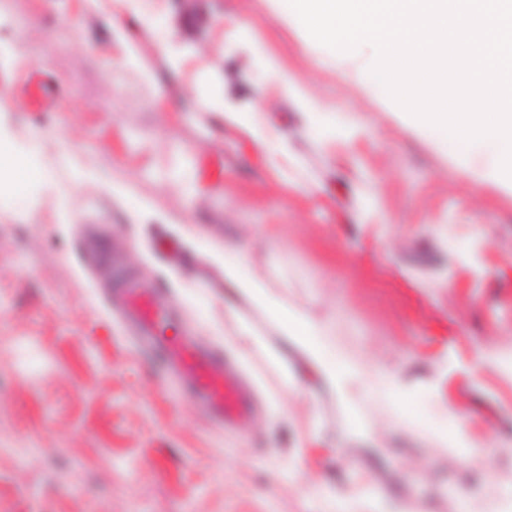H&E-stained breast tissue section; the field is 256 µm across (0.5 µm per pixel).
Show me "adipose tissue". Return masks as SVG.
<instances>
[{
	"label": "adipose tissue",
	"mask_w": 512,
	"mask_h": 512,
	"mask_svg": "<svg viewBox=\"0 0 512 512\" xmlns=\"http://www.w3.org/2000/svg\"><path fill=\"white\" fill-rule=\"evenodd\" d=\"M28 193L50 189L52 181L34 161L33 149H22L13 145L6 132L0 130V186ZM237 262H225L224 281L240 295L249 298L262 311L265 319L274 325L282 335L299 344L311 357L323 379L334 387H344L351 367L337 351L325 350L318 338L323 335V323L288 309L287 306L270 298L259 281L244 276L240 262L245 259L247 244L236 245Z\"/></svg>",
	"instance_id": "obj_1"
}]
</instances>
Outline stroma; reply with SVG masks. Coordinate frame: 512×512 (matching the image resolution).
<instances>
[{
  "label": "stroma",
  "mask_w": 512,
  "mask_h": 512,
  "mask_svg": "<svg viewBox=\"0 0 512 512\" xmlns=\"http://www.w3.org/2000/svg\"><path fill=\"white\" fill-rule=\"evenodd\" d=\"M0 129L62 188H0V512H512V193L271 0H0ZM240 240L347 396L226 299ZM118 269L240 363L236 429L119 318Z\"/></svg>",
  "instance_id": "1"
}]
</instances>
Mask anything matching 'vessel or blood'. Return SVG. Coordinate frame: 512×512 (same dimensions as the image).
<instances>
[{
  "label": "vessel or blood",
  "instance_id": "1",
  "mask_svg": "<svg viewBox=\"0 0 512 512\" xmlns=\"http://www.w3.org/2000/svg\"><path fill=\"white\" fill-rule=\"evenodd\" d=\"M121 293L139 326L141 343L172 370L184 395L206 405L224 424L248 417L252 398L227 356L200 350L191 336L177 331L158 289L126 282Z\"/></svg>",
  "mask_w": 512,
  "mask_h": 512
}]
</instances>
